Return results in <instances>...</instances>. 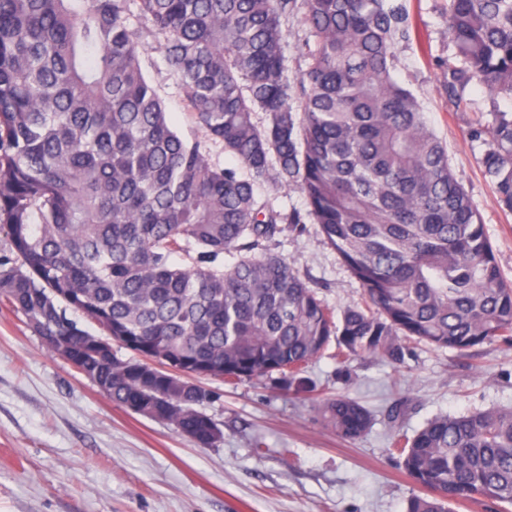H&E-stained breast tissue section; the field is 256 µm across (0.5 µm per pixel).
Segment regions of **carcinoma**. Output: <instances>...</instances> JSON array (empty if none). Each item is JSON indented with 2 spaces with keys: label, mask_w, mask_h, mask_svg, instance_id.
Here are the masks:
<instances>
[{
  "label": "carcinoma",
  "mask_w": 512,
  "mask_h": 512,
  "mask_svg": "<svg viewBox=\"0 0 512 512\" xmlns=\"http://www.w3.org/2000/svg\"><path fill=\"white\" fill-rule=\"evenodd\" d=\"M448 99L488 94L470 129L500 207L512 213V0H447ZM305 36L288 68L283 20ZM415 30L401 0H0V300L40 336H66L67 357L113 403L148 416L172 395L174 428L211 447L210 394L112 357L84 361L90 333L69 312L98 315L118 346L175 353L229 381L312 391L301 370L336 340L348 356L397 365L417 340L467 354L512 345V281L478 210L396 79ZM163 55L195 122L229 157L181 135L142 69ZM294 188L304 211L255 187ZM315 224L366 295L340 320L272 245ZM234 263L224 266V256ZM182 257V261L175 257ZM344 440L370 412L320 399ZM392 447L426 491L405 512H451L458 500L512 506V407L427 419Z\"/></svg>",
  "instance_id": "1"
}]
</instances>
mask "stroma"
Wrapping results in <instances>:
<instances>
[{"mask_svg":"<svg viewBox=\"0 0 512 512\" xmlns=\"http://www.w3.org/2000/svg\"><path fill=\"white\" fill-rule=\"evenodd\" d=\"M419 32L400 44L396 76L423 102L448 146L451 166L476 205L504 278L512 280V214L485 176L469 130L487 111L484 93L450 103L441 60L448 57L446 0H402ZM145 73L185 137L221 146L190 119L162 54L141 50ZM275 250L335 314L362 305L364 291L317 225L284 233ZM405 364L380 358L337 361L335 346L304 375L313 393H280L253 379L210 378L205 412L222 431L199 447L170 424L117 406L63 356L47 349L22 313L0 303V512H405L418 488L389 450L391 434L413 435L437 414L512 406V347L462 356L425 344ZM354 399L373 415L371 429L346 441L320 424L312 400ZM262 448H254V441Z\"/></svg>","mask_w":512,"mask_h":512,"instance_id":"obj_1","label":"stroma"}]
</instances>
